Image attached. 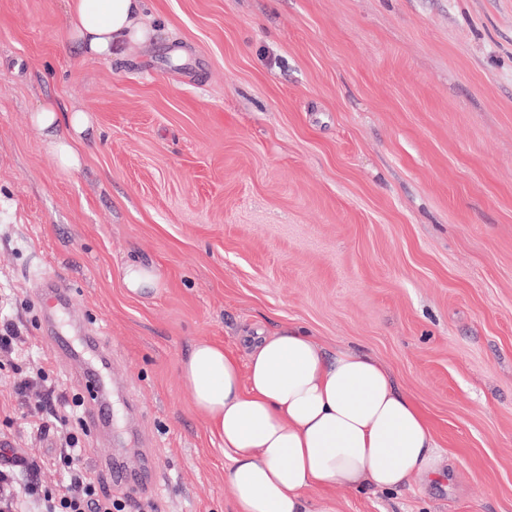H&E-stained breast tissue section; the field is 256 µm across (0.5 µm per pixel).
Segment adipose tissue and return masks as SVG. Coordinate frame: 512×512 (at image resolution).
I'll use <instances>...</instances> for the list:
<instances>
[{"label":"adipose tissue","instance_id":"1","mask_svg":"<svg viewBox=\"0 0 512 512\" xmlns=\"http://www.w3.org/2000/svg\"><path fill=\"white\" fill-rule=\"evenodd\" d=\"M145 0H70V38L85 54L120 60L155 36ZM58 168L77 170L91 116L53 101L30 116ZM246 363L194 343L181 372L194 406L224 443L236 512H339L308 495L337 485L397 491L430 480L439 453L429 421L371 355L328 353L304 329L247 337Z\"/></svg>","mask_w":512,"mask_h":512}]
</instances>
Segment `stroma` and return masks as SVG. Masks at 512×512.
<instances>
[{"label": "stroma", "mask_w": 512, "mask_h": 512, "mask_svg": "<svg viewBox=\"0 0 512 512\" xmlns=\"http://www.w3.org/2000/svg\"><path fill=\"white\" fill-rule=\"evenodd\" d=\"M67 9L0 0V319L55 389L20 404L0 370L6 442L55 455L35 425L86 387L45 337L99 326L112 434L79 426L80 467L136 501L99 457L144 449L158 512H235L181 361L303 327L376 358L440 447L430 483L339 486L340 512H512V0H146L156 40L110 63ZM47 100L94 118L78 172L30 122ZM133 261L160 287L127 295Z\"/></svg>", "instance_id": "obj_1"}]
</instances>
